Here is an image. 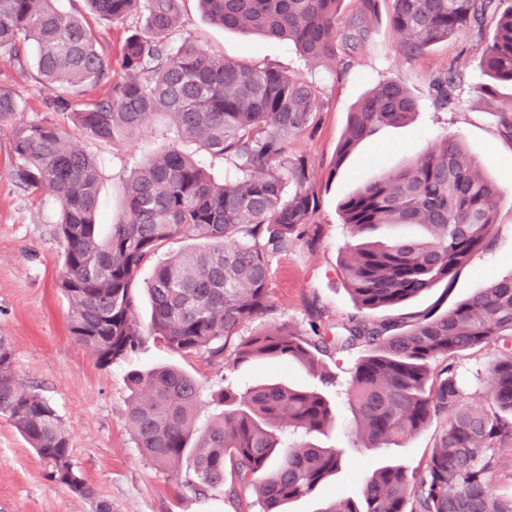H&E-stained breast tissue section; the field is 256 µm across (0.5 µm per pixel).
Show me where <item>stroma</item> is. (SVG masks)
<instances>
[{"label": "stroma", "instance_id": "stroma-1", "mask_svg": "<svg viewBox=\"0 0 512 512\" xmlns=\"http://www.w3.org/2000/svg\"><path fill=\"white\" fill-rule=\"evenodd\" d=\"M392 9L393 0H380L371 39L356 52L352 70L338 81L324 66L306 61L292 43L212 25L196 0H184L183 30L200 44L228 58L271 64L312 79L323 100L316 125L294 144L295 152L310 163L318 197L310 236L273 261L274 310L242 327L241 338L282 323L306 331L312 303L321 309L327 324L353 312L340 258L355 239L340 221L339 203L380 175L414 164L447 134L460 139L479 172L504 195L494 243L477 254L449 288L431 289L401 305L399 311L408 315L435 306L447 309L492 279L512 273V143L499 137L496 122L476 90L484 80L476 40L460 36L404 60L388 23ZM451 65L460 69L463 83L454 105L439 111L432 104L431 83ZM390 79L402 80L415 98V116L407 124L379 129L344 162H337L336 147L351 107L376 84ZM0 83L26 98L28 109L21 121L49 113L55 89L35 83L29 72L13 68L1 56ZM81 145L101 166L99 231L105 237L122 211L123 179L136 159L158 150L161 142L146 133L118 145L86 139ZM11 161V132L0 129V338L13 349L21 381L56 408L71 435L72 460L85 481L111 502L112 512H261L255 495L236 499L221 493L194 494L142 457L124 419L129 372L174 365L209 387L219 383L221 372L201 358L177 354L153 341L147 349L104 366L76 342L70 332V304L58 288L62 247L54 234L57 203L47 194L17 187L10 178ZM231 378L246 387L268 380L307 387L317 384L303 366L267 357L239 363ZM331 401L336 428L319 443L345 449V464L311 495L287 503L285 512H321L331 500L359 499L366 474L388 464L418 467L444 428L443 420L437 419L404 447L359 453L355 450L357 424L347 402L340 394L332 395ZM0 512H93L91 501L50 479L33 448L12 422L1 417Z\"/></svg>", "mask_w": 512, "mask_h": 512}]
</instances>
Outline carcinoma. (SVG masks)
<instances>
[{"label":"carcinoma","mask_w":512,"mask_h":512,"mask_svg":"<svg viewBox=\"0 0 512 512\" xmlns=\"http://www.w3.org/2000/svg\"><path fill=\"white\" fill-rule=\"evenodd\" d=\"M122 23L135 13L112 71L107 48L77 2ZM0 0V55L57 95L52 116L19 122L26 100L0 86V127L12 133L11 179L20 188L50 190L58 202L55 235L62 246L59 288L71 307V333L100 364L121 360L148 339L197 355L209 365L253 357L295 361L321 385H336L325 359L361 348L345 395L357 418L360 447L402 446L431 420L444 429L425 465H386L363 480L361 499L336 500L321 512H512V492L493 482L499 454L512 447V273L439 312L377 317L442 284L450 285L475 254L488 249L503 196L464 152L444 136L416 164L365 184L339 205L341 223L363 242L341 260L354 312L328 328L320 309L309 331L281 324L237 341L246 324L272 311L273 260L297 246L313 223L317 198L308 160L293 141L320 111L317 87L300 75L227 59L191 34L177 43L184 0ZM206 16L228 29L285 38L339 78L372 34L379 0H199ZM390 27L411 60L465 33L489 82L479 85L497 127L512 141V106L495 103L494 87L512 85V0H393ZM491 36L484 38L486 29ZM346 47L348 56L339 54ZM462 81L453 68L435 84L434 104L451 105ZM101 93L87 99L85 95ZM416 102L399 79L378 84L348 112L336 165L382 127L410 122ZM162 116V149L135 162L123 187L124 207L106 238L99 232L102 173L73 134L105 142L134 139ZM224 162L217 181L196 153ZM413 225L418 237L366 240L380 225ZM189 242L175 252L172 241ZM153 266L145 290L151 321L135 312L141 269ZM495 353L489 407L469 404L458 356ZM124 417L133 442L153 465L207 496L253 491L262 512H282L313 493L344 462L341 448L313 439L332 429L327 395L268 383L241 392L210 393L223 411L199 425L204 385L170 366L127 377ZM0 416L10 419L50 478L112 512L71 459V438L51 402L16 375L11 346L0 338Z\"/></svg>","instance_id":"obj_1"}]
</instances>
